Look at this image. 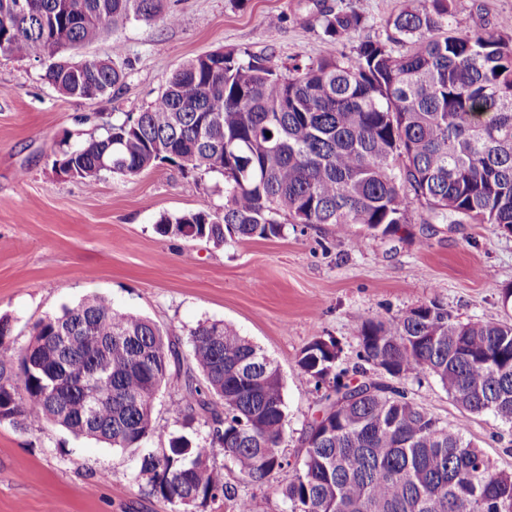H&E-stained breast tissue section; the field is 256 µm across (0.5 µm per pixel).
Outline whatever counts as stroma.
Here are the masks:
<instances>
[{
  "label": "stroma",
  "instance_id": "35a3bbf8",
  "mask_svg": "<svg viewBox=\"0 0 512 512\" xmlns=\"http://www.w3.org/2000/svg\"><path fill=\"white\" fill-rule=\"evenodd\" d=\"M180 24L130 21L84 53L116 58L127 79L111 103L74 102L42 79L36 60L0 56V317L9 341L24 346L35 324L90 295L115 309L149 317L188 337L198 323L222 321L259 345L278 365L287 405L283 448L290 461L321 405L315 382L298 367L314 337L333 339L337 368L363 367L354 327L388 319L430 301L466 321L505 315L499 292L512 286V234L489 224H448L416 208L397 233L355 226L342 238L330 224H286L280 237L218 246L157 232L161 217L224 206V177L164 163L136 176L104 175L95 191L57 176L53 152L104 135L113 113H137L185 60L217 49H242L282 66L324 51L319 10H354L372 35L401 0H167ZM512 17V0H455L459 27L475 30ZM413 400L441 420L460 410L432 376L408 379ZM181 382L170 378L153 416L194 445L209 443L201 424L183 429L171 412ZM466 437L498 471H512V426L472 416ZM211 466L252 497L256 512H282L279 489L290 467L260 482L242 475L222 452ZM140 475L137 451L45 425L22 432L0 421V512H171Z\"/></svg>",
  "mask_w": 512,
  "mask_h": 512
}]
</instances>
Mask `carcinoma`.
<instances>
[{"label":"carcinoma","instance_id":"1","mask_svg":"<svg viewBox=\"0 0 512 512\" xmlns=\"http://www.w3.org/2000/svg\"><path fill=\"white\" fill-rule=\"evenodd\" d=\"M166 0H0V55L44 60L42 79L73 100H111L127 73L111 60L64 57L134 18L171 25ZM455 0H405L385 38L361 36L355 11L320 13L325 53L284 70L245 50L184 61L140 112H120L99 138L54 154L88 191L104 173L135 176L168 163L224 175V208L160 218L216 245L281 236L284 223L355 224L383 236L415 205L441 222L512 233V24L463 30ZM353 43L352 53L336 46ZM502 72H497V69ZM271 136H266V133ZM0 322V421L27 431L52 422L113 448L142 449L139 474L173 512L218 497L232 512L253 499L224 484L216 450L259 482L293 466L285 512H512V472L496 471L460 425L440 421L404 388L361 372L341 381L334 340L313 338L298 366L326 386L321 413L290 464L279 367L223 322L188 341L92 296L40 320L28 344ZM360 357L392 379L435 377L464 418L512 423V319L460 321L434 302L355 327ZM182 377L172 413L209 427V446L165 433L153 404ZM97 395L94 413L87 392Z\"/></svg>","mask_w":512,"mask_h":512}]
</instances>
